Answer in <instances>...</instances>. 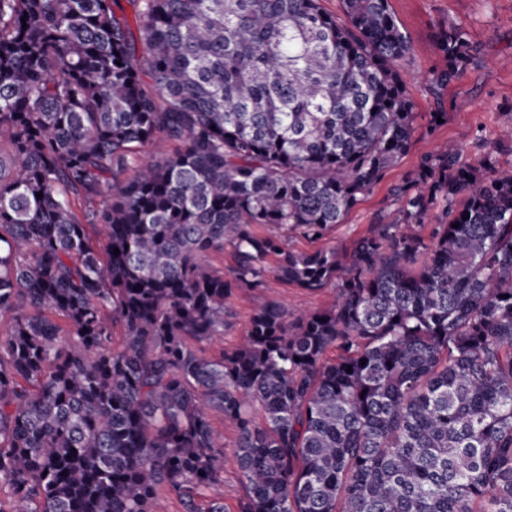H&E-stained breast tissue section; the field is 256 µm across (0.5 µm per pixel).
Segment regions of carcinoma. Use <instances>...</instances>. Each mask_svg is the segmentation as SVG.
<instances>
[{"label":"carcinoma","instance_id":"1","mask_svg":"<svg viewBox=\"0 0 512 512\" xmlns=\"http://www.w3.org/2000/svg\"><path fill=\"white\" fill-rule=\"evenodd\" d=\"M129 2L135 32L120 0H0L10 512H154L163 495L226 512L207 496L226 462L210 410L237 430V512H512V108L477 163L453 142L424 156L390 223L341 254L291 252L288 233L343 223L410 147L390 0L341 17ZM434 43L442 90L478 47L456 24ZM158 138L176 148L140 165ZM226 244L227 275L210 264ZM271 256L335 302L294 314L258 293L243 341L208 356Z\"/></svg>","mask_w":512,"mask_h":512}]
</instances>
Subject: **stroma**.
Returning a JSON list of instances; mask_svg holds the SVG:
<instances>
[{
	"instance_id": "stroma-1",
	"label": "stroma",
	"mask_w": 512,
	"mask_h": 512,
	"mask_svg": "<svg viewBox=\"0 0 512 512\" xmlns=\"http://www.w3.org/2000/svg\"><path fill=\"white\" fill-rule=\"evenodd\" d=\"M408 33L412 51L399 70L415 103L416 119L411 146L398 165L386 171L373 189L362 196L342 224L323 237L289 235L286 247L295 252L343 251L374 225L389 222L394 213L391 190L411 178L424 155L446 141L460 146L468 161L482 153L481 142L493 138L500 113L512 107V0H390ZM462 26L478 46V54L464 75L442 91H433L430 78L441 59L434 44L436 30L445 24ZM443 107L448 117L431 126L430 114ZM264 294L270 301L297 313L332 304L336 292H310L268 276ZM252 294L236 289L227 300L224 336L207 345L210 355L236 347L249 326Z\"/></svg>"
}]
</instances>
